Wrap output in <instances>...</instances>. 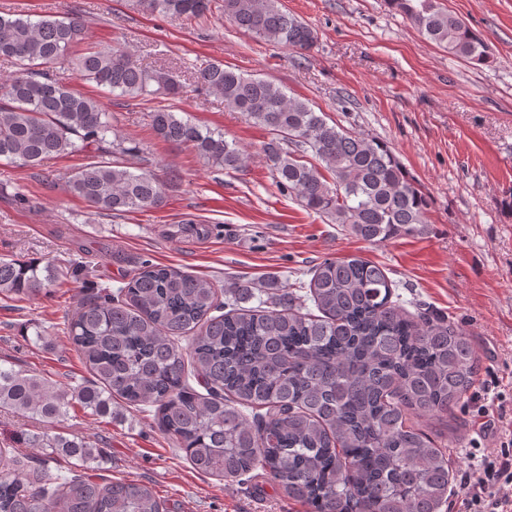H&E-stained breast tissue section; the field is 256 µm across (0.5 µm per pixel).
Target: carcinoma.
<instances>
[{"mask_svg":"<svg viewBox=\"0 0 512 512\" xmlns=\"http://www.w3.org/2000/svg\"><path fill=\"white\" fill-rule=\"evenodd\" d=\"M211 2L138 0L151 14L186 19L205 16ZM222 2L225 19L266 42L301 54L316 44L314 30L279 0ZM388 3L449 53L488 62L483 40L439 0ZM84 28L73 12L36 20L0 13V59L14 66L0 82V158L34 167L90 152L93 160L67 177L71 194L96 212L157 208L164 194L142 167L140 147L116 134L111 114L58 69L69 61L79 79L129 98L175 97L182 84L168 71L142 69L124 48L89 46L69 60ZM194 83L267 131L263 152L275 184L304 209L373 243L424 232L425 194L383 142L331 124L308 102L221 61L199 68ZM147 117L160 139L192 148L210 167L246 169L247 156L223 132L202 129L171 105ZM57 280L50 264L0 258V295H45ZM305 287L271 308L262 300L245 308L256 298L249 282L222 288L146 263L124 285L100 286L65 325L95 380L61 390L0 364V410L52 424L76 404L110 415L119 398L155 408L161 431L203 474L239 481L260 468L312 512H439L448 460L410 416H446L467 396L479 360L465 330L445 316L408 311L385 271L360 256L322 261ZM308 300L318 314L302 312ZM223 306L228 311L217 314ZM187 336L184 348L178 339ZM29 445L87 470L97 462L78 437L42 433ZM0 512L165 510L146 484L53 475L0 448Z\"/></svg>","mask_w":512,"mask_h":512,"instance_id":"cac0c4a2","label":"carcinoma"}]
</instances>
